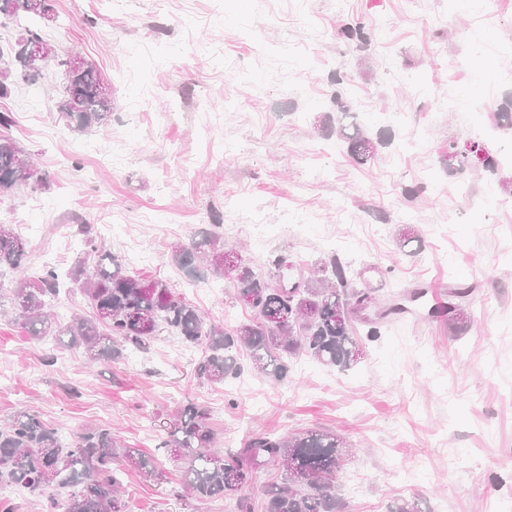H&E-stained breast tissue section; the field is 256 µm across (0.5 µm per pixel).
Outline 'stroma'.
<instances>
[{
    "instance_id": "1",
    "label": "stroma",
    "mask_w": 512,
    "mask_h": 512,
    "mask_svg": "<svg viewBox=\"0 0 512 512\" xmlns=\"http://www.w3.org/2000/svg\"><path fill=\"white\" fill-rule=\"evenodd\" d=\"M55 11L39 33L108 79L112 117L71 134L53 62L0 99L34 161L33 183L0 194V224L25 240L30 266L67 273L85 222L120 259L133 241L151 253L131 272L233 326L252 315L223 280L188 281L173 259L215 225L254 270L277 253L303 268L334 254L408 311L349 370L303 355L279 383L251 371L243 351L241 376L215 384L196 373L202 351L175 335L139 361L94 366L31 339L4 267L0 421L22 408L68 442L108 428L155 458L152 477L123 469L129 512H233L232 499L187 496L162 446L190 401L209 407L225 454L259 431L345 437L355 453L336 492L347 512H389L399 497L422 512H512V206H493L506 197L500 179L451 176L439 162L449 142L478 139L489 100L512 92V10L496 0H55ZM346 18L367 25L366 47L337 38ZM338 76L369 132L391 138L364 166L320 128L336 114ZM408 226L421 236L415 253L398 245ZM456 285L473 288L472 319L452 336L427 309Z\"/></svg>"
}]
</instances>
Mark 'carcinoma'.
<instances>
[{
    "mask_svg": "<svg viewBox=\"0 0 512 512\" xmlns=\"http://www.w3.org/2000/svg\"><path fill=\"white\" fill-rule=\"evenodd\" d=\"M15 21L44 18L33 13L28 0H0V17ZM337 35L359 47L368 45L363 23L346 19ZM64 68L66 86L59 101L61 118L73 133L108 125L112 116V88L97 68L67 69L66 58H56ZM336 136L358 164L372 159L386 137L372 136L363 126L347 121L349 109L336 101ZM498 122L512 129V97L496 103ZM13 114L0 111V192L28 183L34 176L31 161L10 136ZM441 163L450 174L475 165L489 176L497 173L498 156L480 142L464 148L448 143ZM86 253L67 273L94 309L90 319L74 318L61 324L52 306L62 279L53 267L34 269L27 263L25 242L10 231L0 235V266L17 273L11 302L31 338H68L67 346L81 348L91 364L121 360L129 348H144L164 332L175 333L192 347L204 350L197 375L219 383L242 371L238 351L250 352L255 370L278 382L289 376L290 359L306 354L316 362L348 370L358 363L355 351L363 340L375 341L387 319L399 314L398 303L371 317L375 304L370 289L354 278L351 265L334 255L315 263L312 272L284 283L282 271L288 256L277 254L267 270L256 273L246 262L230 274L224 272V247L218 235L204 233L190 245L174 250V258L190 280L207 265L230 284L231 298L249 308L253 319L231 329L206 322L199 311L162 280H145L126 270L122 262L101 251L98 237L88 224L79 225ZM471 287L458 285L449 292L452 302L435 307L448 334L457 336L470 322L463 300ZM218 434L207 409L187 404L179 413L162 447L182 462L183 486L196 500L235 495L253 480L260 467L273 468L280 479L264 489V512H346L335 483L352 454L341 435L307 429L289 436L253 435L238 452L223 455L215 448ZM153 474L154 460L127 449L118 453L116 439L106 428H87L71 444L40 416L26 410L14 412L0 426V485H14L42 496L50 512H128L126 490L120 478L119 458Z\"/></svg>",
    "mask_w": 512,
    "mask_h": 512,
    "instance_id": "cac0c4a2",
    "label": "carcinoma"
}]
</instances>
